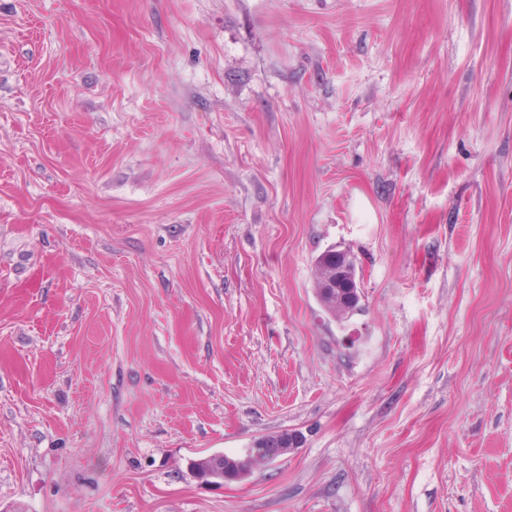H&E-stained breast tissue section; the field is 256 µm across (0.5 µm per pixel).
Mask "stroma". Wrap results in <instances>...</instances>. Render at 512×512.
<instances>
[{
    "instance_id": "obj_1",
    "label": "stroma",
    "mask_w": 512,
    "mask_h": 512,
    "mask_svg": "<svg viewBox=\"0 0 512 512\" xmlns=\"http://www.w3.org/2000/svg\"><path fill=\"white\" fill-rule=\"evenodd\" d=\"M0 512H512V0H0ZM323 257L326 260L332 257L334 261L333 269H324L321 261L316 260L317 279L315 287L321 288V292L328 293V288H336L338 300H336V310L358 312L361 307L362 288L360 280L353 274L350 265H356V260L350 249L335 245L324 251L317 259ZM243 458L231 457L228 455H215L207 458L206 460L199 461L191 464V469L197 478L201 479L205 484L211 485L206 481L211 480V476L218 474L222 480H236L241 472L249 468L251 470L252 464L257 461L256 459H249L243 465H238V462Z\"/></svg>"
}]
</instances>
